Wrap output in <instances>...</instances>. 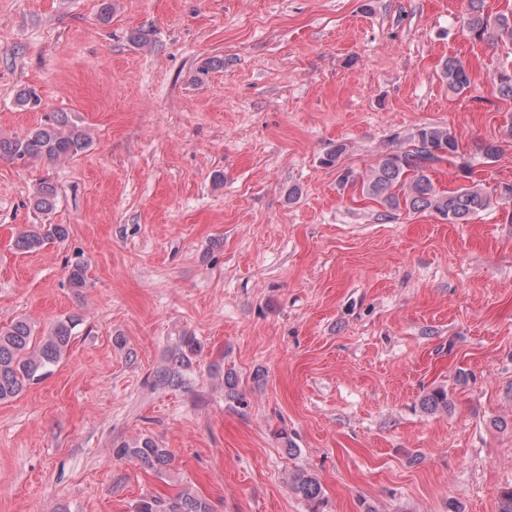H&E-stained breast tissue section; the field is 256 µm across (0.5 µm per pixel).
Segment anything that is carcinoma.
Returning <instances> with one entry per match:
<instances>
[{"label": "carcinoma", "instance_id": "obj_1", "mask_svg": "<svg viewBox=\"0 0 512 512\" xmlns=\"http://www.w3.org/2000/svg\"><path fill=\"white\" fill-rule=\"evenodd\" d=\"M484 0H468L464 27L474 36L486 35L512 45V16H488L483 9ZM442 76L448 88L462 94L471 87L468 68L457 57L445 60ZM496 93L512 100V64L503 66L495 79ZM89 146L88 136L77 126L61 119L54 124L36 127L23 136L0 138V157L13 160L38 159L54 164L61 159L73 158ZM498 146L484 144L474 153L459 149V140L448 128L434 125L417 127L403 144L380 156L377 164L364 174L350 168L343 169L339 184L360 187L363 198L393 211L401 209L432 210L451 224H466L471 218L486 211L504 196H493L474 180L476 166L497 158ZM448 163L456 171L465 170L466 183L453 190L436 188L429 176L437 166ZM56 202V190L49 183L41 184L33 196L34 208L42 213L51 211ZM69 235L64 224H34L17 233L14 245L23 253H30L54 241H63ZM68 283L75 289L87 285V265L76 260L69 265ZM79 319L68 317L58 320L46 332L39 333L25 318H18L7 326H0V402L17 398L27 386L40 380L49 369L65 357ZM204 346L193 336H186L175 350L170 363L156 373L157 381L169 386L183 382V370L203 352ZM430 411L448 408V393L435 390L424 399ZM113 455L133 458L141 465L161 472L171 462L168 449L162 448L150 437L115 446ZM291 489L310 506V512H320L323 503L322 487L312 474L300 471L292 476ZM137 512H212L211 505L190 489H184L169 503L148 499L140 503Z\"/></svg>", "mask_w": 512, "mask_h": 512}]
</instances>
